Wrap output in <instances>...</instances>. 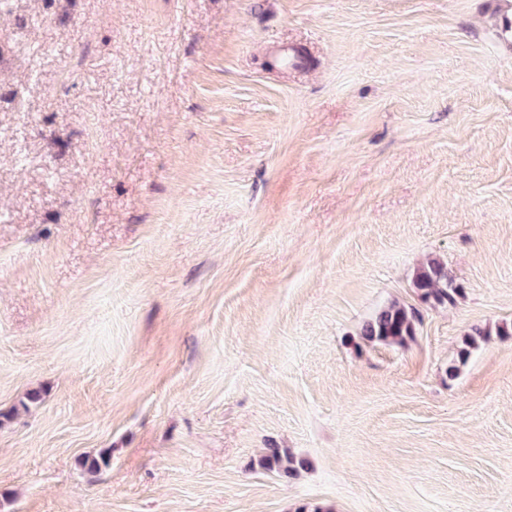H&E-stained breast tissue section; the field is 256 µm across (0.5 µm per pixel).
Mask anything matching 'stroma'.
<instances>
[{
	"mask_svg": "<svg viewBox=\"0 0 512 512\" xmlns=\"http://www.w3.org/2000/svg\"><path fill=\"white\" fill-rule=\"evenodd\" d=\"M509 20L0 0V512H512ZM412 288L420 303L429 307L454 305L462 293L447 265L436 257L428 258L416 269ZM421 318L417 307L393 302L363 325L361 335L369 342L403 346L416 335ZM491 331L487 328L475 327L462 339L461 347L458 350L457 358L448 365V377H454L459 371L460 366L464 365L471 352L480 347L482 343L488 341Z\"/></svg>",
	"mask_w": 512,
	"mask_h": 512,
	"instance_id": "35a3bbf8",
	"label": "stroma"
}]
</instances>
